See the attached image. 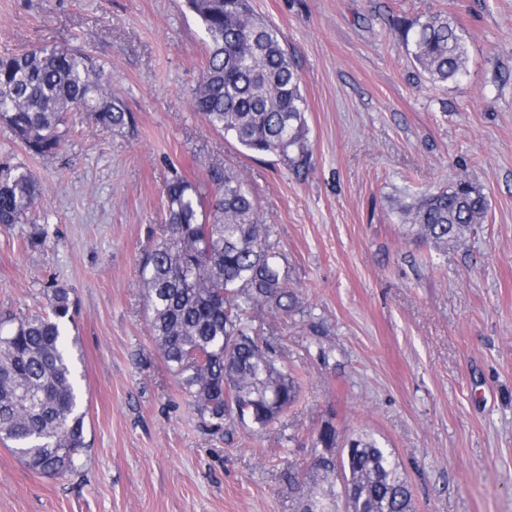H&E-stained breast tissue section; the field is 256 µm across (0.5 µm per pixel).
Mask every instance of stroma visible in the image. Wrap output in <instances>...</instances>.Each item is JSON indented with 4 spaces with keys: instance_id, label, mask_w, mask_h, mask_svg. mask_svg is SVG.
Here are the masks:
<instances>
[{
    "instance_id": "35a3bbf8",
    "label": "stroma",
    "mask_w": 512,
    "mask_h": 512,
    "mask_svg": "<svg viewBox=\"0 0 512 512\" xmlns=\"http://www.w3.org/2000/svg\"><path fill=\"white\" fill-rule=\"evenodd\" d=\"M277 27L306 99L308 166L246 153L194 112L206 48L184 0H0V55L49 42L104 62L134 127L66 114L61 149L30 156L0 126V166L40 196L0 227V320L71 290L86 413L77 474L44 476L0 444V512H298L324 424L392 448L415 512H512V0H251ZM442 11L467 73L436 86L403 28ZM239 174L280 255L295 311L255 306L303 388L266 433L209 431L155 347L137 260L165 221L173 173ZM477 183L476 235L430 251L402 205ZM45 244L28 247L32 225ZM318 323L312 334L310 323Z\"/></svg>"
}]
</instances>
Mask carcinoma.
<instances>
[{
  "mask_svg": "<svg viewBox=\"0 0 512 512\" xmlns=\"http://www.w3.org/2000/svg\"><path fill=\"white\" fill-rule=\"evenodd\" d=\"M207 47L191 105L244 150L275 156L298 169L308 161L306 100L279 30L256 16L250 0H186ZM404 46L435 85L461 79L467 46L458 24L441 12L405 26ZM74 107L104 130L130 128L132 112L112 93L105 65L74 47L41 43L0 56V124L32 156L60 145L59 126ZM207 195L176 173L166 186V224L139 262L145 307L161 356L181 390L214 432L241 424L264 434L299 399L295 372L261 328L258 303L288 312L296 296L282 275L256 200L241 178L213 166ZM39 186L23 166L0 170V226L24 223ZM482 189L466 177L421 196L402 212L435 250L477 233L488 217ZM44 315L0 329V442L30 470L75 473L87 448L72 348L64 328L69 289L49 288ZM318 448L336 447L324 425ZM351 454L314 457L312 469L340 481L346 512H414L411 487L393 449L371 435L350 438Z\"/></svg>",
  "mask_w": 512,
  "mask_h": 512,
  "instance_id": "carcinoma-1",
  "label": "carcinoma"
}]
</instances>
